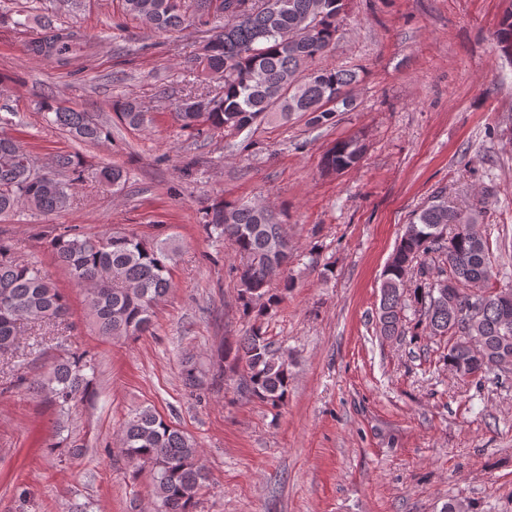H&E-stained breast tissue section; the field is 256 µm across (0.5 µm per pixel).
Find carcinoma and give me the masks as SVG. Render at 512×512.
<instances>
[{
    "mask_svg": "<svg viewBox=\"0 0 512 512\" xmlns=\"http://www.w3.org/2000/svg\"><path fill=\"white\" fill-rule=\"evenodd\" d=\"M124 0L126 14L154 32L202 34L199 51L187 68L203 82L222 83L223 94L210 97L187 93L179 100L174 119L193 136L211 131L235 137L259 119H286L297 112L312 125H332L336 112L352 105L351 89L359 82L355 68H312L336 43L337 16L345 0ZM322 17L311 34L302 21ZM501 57H512V9L494 32ZM97 42L70 28L43 23L41 37L30 43L31 55L67 67L94 54ZM46 120L70 137L95 143L109 137L107 127L87 112L65 107L52 98L41 105ZM112 111L133 129L147 127L150 113L132 98L112 101ZM356 139L334 143L322 157L327 172L342 173L361 158ZM30 152L12 136L0 135V222L22 208L43 214L60 213L73 205L72 185L87 166L76 154L58 153L53 170L39 177ZM93 177L107 187L123 180V171L103 166ZM481 209L464 212L448 205L444 192L406 225L382 273L377 312L379 335L405 334L403 312L408 302L418 308L417 324L433 336L448 337V369L463 379H476L495 370L503 358L512 359V301L497 296L483 300L474 318L448 308L432 296L434 274L455 282L454 297H472L471 285L497 278L492 246L480 231ZM207 225L229 239L241 264L237 267L238 296L243 313L257 317L276 302L270 285L285 277L291 246L288 230L272 211L241 201L218 203ZM55 261L67 268L79 286L87 287L86 302L97 334L104 338L146 332L154 307L171 288L170 267L176 246L169 238L152 243L133 234H80L65 229L46 241ZM442 266L433 272V256ZM66 296L34 264L11 257L0 242V353L15 348L24 323L62 325L69 318ZM224 370L241 374L238 389L272 407L286 402L291 372L261 328L224 347ZM94 371L86 355H58L36 389L47 390L64 411L75 405ZM121 452L136 466L152 473L157 512H194L208 482L197 442L152 407L137 410L123 425Z\"/></svg>",
    "mask_w": 512,
    "mask_h": 512,
    "instance_id": "1",
    "label": "carcinoma"
}]
</instances>
